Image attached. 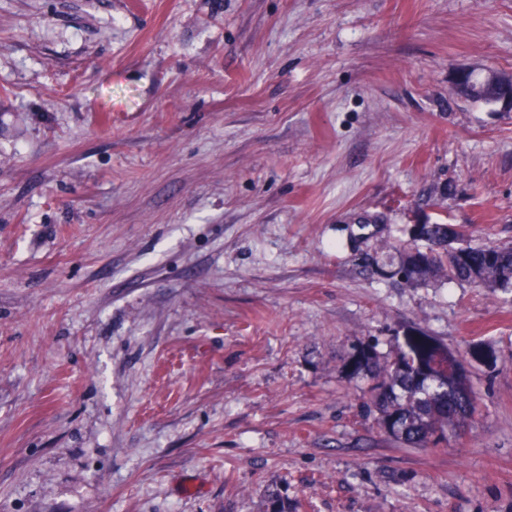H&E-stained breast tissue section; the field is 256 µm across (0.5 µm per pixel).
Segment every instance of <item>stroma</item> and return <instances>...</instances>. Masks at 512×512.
Masks as SVG:
<instances>
[{
  "label": "stroma",
  "instance_id": "1",
  "mask_svg": "<svg viewBox=\"0 0 512 512\" xmlns=\"http://www.w3.org/2000/svg\"><path fill=\"white\" fill-rule=\"evenodd\" d=\"M512 0H0V512H512V296L350 231L512 242ZM465 356L471 432L381 435L351 355ZM496 82L479 83L471 73L461 74L455 82L458 95L488 106L512 111V79L500 75ZM367 216L358 221L356 237L365 245L358 258L363 275L396 280L412 288H427L447 280L512 294V244L487 242L473 246L470 226L450 224L444 214L425 224H406L398 229L400 236L392 235L386 214ZM380 246L399 254L396 266L380 263L375 255ZM487 250L494 252V262L477 263V256ZM490 251L484 253L485 260L492 257Z\"/></svg>",
  "mask_w": 512,
  "mask_h": 512
}]
</instances>
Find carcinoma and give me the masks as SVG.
Here are the masks:
<instances>
[{"label":"carcinoma","instance_id":"carcinoma-1","mask_svg":"<svg viewBox=\"0 0 512 512\" xmlns=\"http://www.w3.org/2000/svg\"><path fill=\"white\" fill-rule=\"evenodd\" d=\"M455 90L473 102L512 111L511 78L481 83L464 73L457 78ZM358 230L356 240L365 245L359 269L369 278L396 280L412 288L456 281L512 294V244L474 246L470 226L451 224L444 214L424 224H406L396 235L387 215L372 214L358 221ZM380 246L399 254L397 265L378 260L372 250ZM487 250L494 252V262H477V256ZM377 347L366 343L353 364L370 382L366 393L377 409L381 433L415 448H446L472 427L478 406L467 375L461 370L445 376L436 368L437 362L449 358L462 363L461 353L415 333L395 337L385 355Z\"/></svg>","mask_w":512,"mask_h":512}]
</instances>
